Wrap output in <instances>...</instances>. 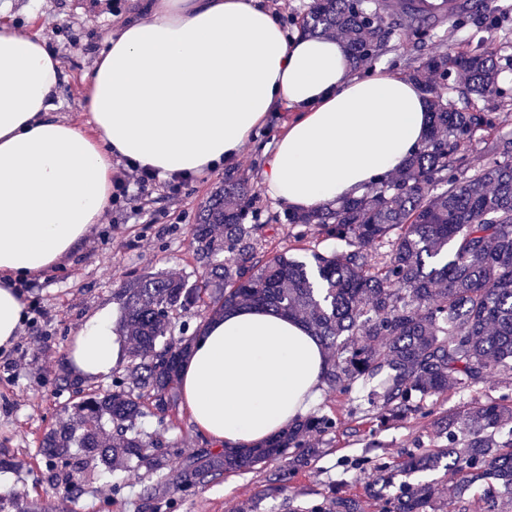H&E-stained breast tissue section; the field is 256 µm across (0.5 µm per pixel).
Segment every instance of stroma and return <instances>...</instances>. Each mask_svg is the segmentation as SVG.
<instances>
[{"label": "stroma", "mask_w": 512, "mask_h": 512, "mask_svg": "<svg viewBox=\"0 0 512 512\" xmlns=\"http://www.w3.org/2000/svg\"><path fill=\"white\" fill-rule=\"evenodd\" d=\"M119 22L112 0H0V26H18L39 35L60 57L65 80L55 104L61 118L80 125L87 122L84 78ZM288 117L285 110L272 114L233 165L252 187L257 221L265 226L254 248L259 265L275 253L307 261L312 252L337 247L336 241L315 229L298 236L286 223L284 209L263 188L262 148L273 145ZM223 184L224 173L218 170L194 177L176 195L157 186L147 211L101 221L79 254L32 281L28 299L45 315L36 328L21 327L16 364L12 371L0 373V455L12 461L10 468L0 471V500H37L46 512H306L339 490L359 499L364 512H378L367 493L368 472L359 468V461L377 455L395 459L409 448H434L431 419L411 417L382 429L375 409L366 405L351 413L348 397L326 390L313 412L333 417L337 428L313 437L311 444L319 448V456L281 481L273 479L280 469L274 462L261 469L220 471L203 482L182 485L194 459L212 444L176 405L164 417L148 415L138 421L142 431L174 448L161 471H135L120 462L98 472L76 497L51 484L49 462L41 449L44 434L58 425L64 406L77 402L76 387L102 393L112 387L111 377L80 380L68 367L66 348L73 333L98 309L117 306L115 293L132 272L199 278L202 268L191 226ZM507 392H512V377L500 375L471 391L448 389L433 408L438 413L459 411Z\"/></svg>", "instance_id": "obj_1"}]
</instances>
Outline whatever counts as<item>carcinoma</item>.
Returning a JSON list of instances; mask_svg holds the SVG:
<instances>
[{
  "mask_svg": "<svg viewBox=\"0 0 512 512\" xmlns=\"http://www.w3.org/2000/svg\"><path fill=\"white\" fill-rule=\"evenodd\" d=\"M495 0H464L433 12L425 0H314L302 20L312 36L342 38L353 64L380 56L394 44L438 38L447 20L457 28L494 27ZM512 54L467 42L449 56L438 53L409 72L428 95L427 139L399 174L362 197L304 213H289L293 227L317 226L342 250L313 252V267L285 253L252 263L261 224L245 180L224 172V187L192 227L196 257L206 274L196 281L143 273L119 288L120 332L131 344L123 375L112 391L96 392L64 409L41 448L63 468L51 482L75 497L110 456L135 468H164L168 452L138 428L144 398L159 414L175 401L180 366L195 341L173 336L177 316L203 306L215 316L258 305L297 319L328 350L323 376L341 395L357 383L380 426L432 414L427 401L448 391L487 385L512 374V136L497 135L498 117L480 105L512 101ZM487 162L468 165L467 150ZM380 250L368 261L365 248ZM224 253V261L215 257ZM336 422L311 416L261 448L206 458L184 476L201 481L221 469L251 470L272 461L294 466L314 452L309 437ZM440 444L421 454L371 462L370 492L379 512H449L475 488L486 512L512 503V396L478 403L436 419ZM78 452L73 453L71 449ZM456 474L448 485L411 483L414 473ZM397 487L393 494L386 493ZM308 512H363L341 492Z\"/></svg>",
  "mask_w": 512,
  "mask_h": 512,
  "instance_id": "1",
  "label": "carcinoma"
}]
</instances>
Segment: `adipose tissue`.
Returning a JSON list of instances; mask_svg holds the SVG:
<instances>
[{
    "mask_svg": "<svg viewBox=\"0 0 512 512\" xmlns=\"http://www.w3.org/2000/svg\"><path fill=\"white\" fill-rule=\"evenodd\" d=\"M61 59L39 37L0 27V349L17 339L24 294L78 252L112 197V164L162 176L233 165L283 109L295 115L262 174L290 211L360 197L423 142L427 99L375 66L357 75L333 38L288 34L261 0H137L85 77L88 136L55 113ZM83 376L118 365L111 308L77 330ZM326 367L298 320L261 306L204 324L181 373L184 409L213 444L254 447L303 416Z\"/></svg>",
    "mask_w": 512,
    "mask_h": 512,
    "instance_id": "obj_1",
    "label": "adipose tissue"
}]
</instances>
